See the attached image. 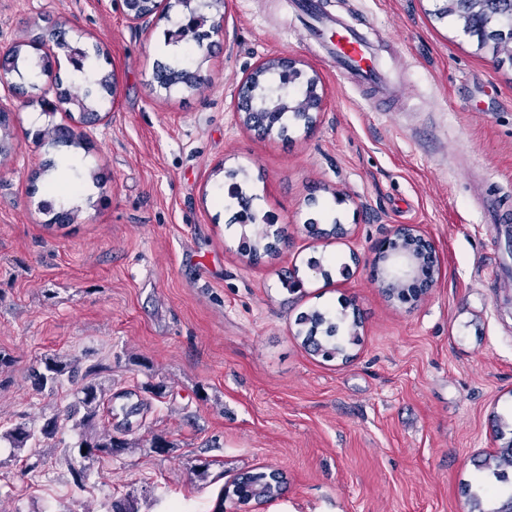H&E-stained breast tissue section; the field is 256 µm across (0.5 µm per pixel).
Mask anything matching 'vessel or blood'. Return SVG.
<instances>
[{
	"instance_id": "b4317fda",
	"label": "vessel or blood",
	"mask_w": 512,
	"mask_h": 512,
	"mask_svg": "<svg viewBox=\"0 0 512 512\" xmlns=\"http://www.w3.org/2000/svg\"><path fill=\"white\" fill-rule=\"evenodd\" d=\"M298 10L304 38L316 41L325 57L338 69L348 73L357 85L397 95L398 88L390 81L381 56L360 32L336 21L331 23L327 33H317L311 20L321 10L319 0H300Z\"/></svg>"
}]
</instances>
